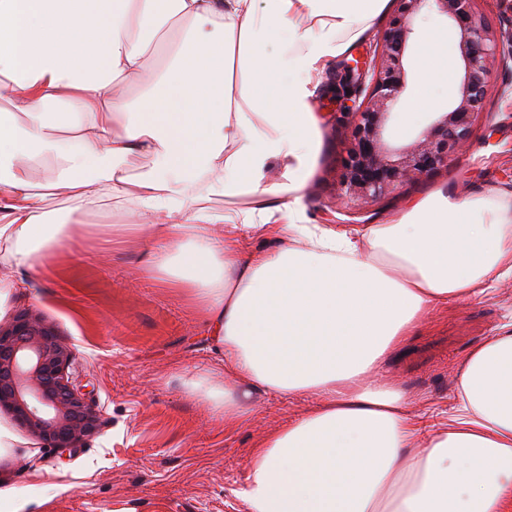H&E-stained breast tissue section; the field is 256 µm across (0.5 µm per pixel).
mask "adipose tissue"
<instances>
[{
  "label": "adipose tissue",
  "mask_w": 512,
  "mask_h": 512,
  "mask_svg": "<svg viewBox=\"0 0 512 512\" xmlns=\"http://www.w3.org/2000/svg\"><path fill=\"white\" fill-rule=\"evenodd\" d=\"M387 2L0 0V261L33 266L119 202L123 229L156 236L149 273L190 290L224 359L230 384L196 375L192 396L228 424L269 395L317 399L251 449L245 512H512V323L459 361L439 422L384 371L448 302L512 275V205L439 190L338 230L302 202L313 80ZM418 58L414 111L452 84L446 37ZM224 223L274 242L243 254Z\"/></svg>",
  "instance_id": "1"
}]
</instances>
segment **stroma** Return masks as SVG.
<instances>
[{"label": "stroma", "instance_id": "obj_1", "mask_svg": "<svg viewBox=\"0 0 512 512\" xmlns=\"http://www.w3.org/2000/svg\"><path fill=\"white\" fill-rule=\"evenodd\" d=\"M339 61L318 74L313 107L321 120L316 166L304 190L316 224H388L445 188L457 196L512 190V97H492L471 146L447 167L366 207H336L343 131L330 102ZM89 217L32 269L0 265L20 286L6 308L42 315L72 345L70 372L93 392L102 426L69 460L58 461L21 427L17 463L0 472V512H243L233 491L256 441L311 398L264 397L242 424L190 396L182 382L224 378L209 351L202 309L146 272L153 242L138 233L108 240ZM502 292L449 303L423 323L386 372L434 412L450 410L458 359L512 319V278Z\"/></svg>", "mask_w": 512, "mask_h": 512}]
</instances>
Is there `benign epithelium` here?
Masks as SVG:
<instances>
[{
	"instance_id": "1",
	"label": "benign epithelium",
	"mask_w": 512,
	"mask_h": 512,
	"mask_svg": "<svg viewBox=\"0 0 512 512\" xmlns=\"http://www.w3.org/2000/svg\"><path fill=\"white\" fill-rule=\"evenodd\" d=\"M395 8L365 54L344 63L334 94L348 137L339 171L344 199L359 206L392 195L405 183L448 165L472 141L495 82L512 67V50L479 7L481 0H393ZM425 13L458 36L456 92L444 112L413 140L395 145L388 123L408 84L415 24ZM74 350L53 324L29 312L0 323V412L8 413L41 447L69 457L101 428L100 410L85 385L70 376Z\"/></svg>"
}]
</instances>
